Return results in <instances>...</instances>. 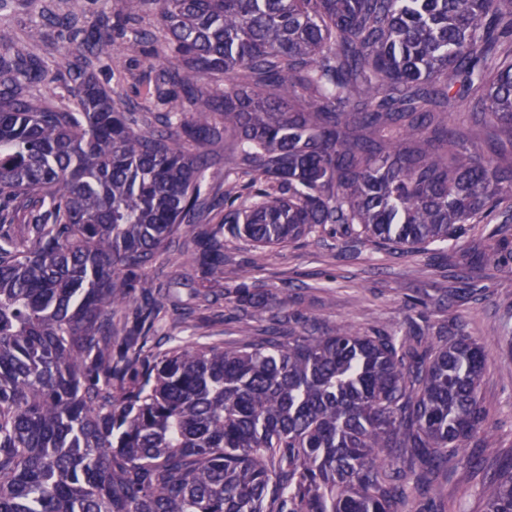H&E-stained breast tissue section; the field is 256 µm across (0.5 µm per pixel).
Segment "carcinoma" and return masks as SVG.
I'll use <instances>...</instances> for the list:
<instances>
[{
    "mask_svg": "<svg viewBox=\"0 0 512 512\" xmlns=\"http://www.w3.org/2000/svg\"><path fill=\"white\" fill-rule=\"evenodd\" d=\"M67 2L64 100L0 46V512H400L484 431L472 337L246 323L159 350L145 274L183 224L216 284L226 231L258 269L328 226L413 249L512 219V0H124L123 50L167 51L134 77L148 112L93 76L110 19ZM483 512H512V463Z\"/></svg>",
    "mask_w": 512,
    "mask_h": 512,
    "instance_id": "carcinoma-1",
    "label": "carcinoma"
}]
</instances>
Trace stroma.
Segmentation results:
<instances>
[{
    "label": "stroma",
    "mask_w": 512,
    "mask_h": 512,
    "mask_svg": "<svg viewBox=\"0 0 512 512\" xmlns=\"http://www.w3.org/2000/svg\"><path fill=\"white\" fill-rule=\"evenodd\" d=\"M48 8L65 15L67 0H0V45L16 43L36 55L50 78L40 94L56 100L67 94L66 62L76 53L78 40L69 28L45 20ZM165 63L158 46L138 56L117 51L97 65L95 74L100 86L113 91L117 72ZM492 231V226L479 224L457 242L410 250L328 230L270 250L259 271L251 268L252 248L232 239L224 248V286L210 306L200 308L192 299L199 282L184 268V252L195 247L185 226L158 254L147 276L165 284L164 334L188 342L215 336L229 343L237 338L241 321L236 287L241 283L264 303L250 320L259 337L271 329L282 336L305 327L325 333L340 324L365 333L379 327L402 329L415 312L424 316V329L435 336L464 328L486 356L480 394L488 409L486 427L499 453L491 455L482 439L474 438L409 506L412 512H482L480 489L501 462L512 459V256L468 266L460 254L469 249L474 234ZM283 307L296 315V322H277Z\"/></svg>",
    "instance_id": "stroma-1"
}]
</instances>
